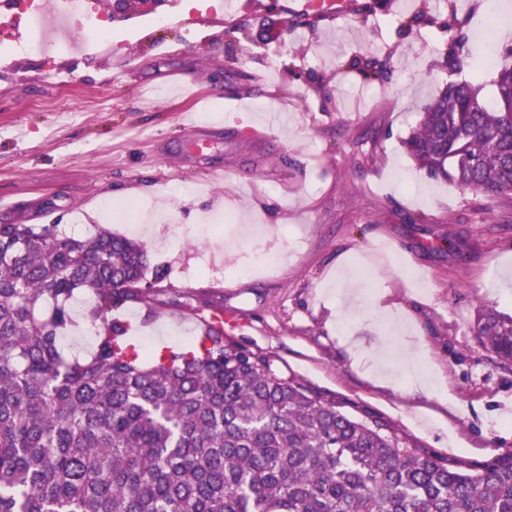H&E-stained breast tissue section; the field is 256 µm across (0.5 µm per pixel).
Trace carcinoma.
Returning a JSON list of instances; mask_svg holds the SVG:
<instances>
[{
  "instance_id": "obj_1",
  "label": "carcinoma",
  "mask_w": 512,
  "mask_h": 512,
  "mask_svg": "<svg viewBox=\"0 0 512 512\" xmlns=\"http://www.w3.org/2000/svg\"><path fill=\"white\" fill-rule=\"evenodd\" d=\"M448 71L463 68L461 39ZM486 102L450 81L402 140L429 178L512 198V48ZM368 82L387 65L353 55ZM146 245L56 224H0V512H512V453L473 462L435 455L384 417L224 339L210 307L159 301L143 285ZM92 295L96 345L66 356L71 300ZM195 316L187 350L149 355L117 313ZM474 335L512 366V316L483 306Z\"/></svg>"
}]
</instances>
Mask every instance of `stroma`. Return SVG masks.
<instances>
[{
	"label": "stroma",
	"instance_id": "35a3bbf8",
	"mask_svg": "<svg viewBox=\"0 0 512 512\" xmlns=\"http://www.w3.org/2000/svg\"><path fill=\"white\" fill-rule=\"evenodd\" d=\"M296 0L272 12L229 0L221 13L171 0L163 16L109 22L111 46L76 36L49 82L37 56L0 61V224H55L77 237L99 230L144 240L155 298L223 305L225 333L271 356L284 373L379 414L436 455L483 461L512 451V366L475 338L476 311L512 315V199L477 198L428 178L402 140L451 78L445 25L465 36L459 78L492 97L487 47L512 45L488 0H388L302 24ZM422 11L436 22L402 33ZM247 24L249 39L225 31ZM491 32L493 45L482 40ZM386 61L371 84L345 61ZM72 84L68 111L55 107ZM220 120L204 159L189 156L181 113ZM111 209H104V202ZM137 202L131 220L112 208ZM232 212L203 240L198 224ZM184 245L167 246L173 229ZM468 242L465 260L446 239ZM364 303L346 312L328 291L339 264ZM397 306L408 334L381 327L365 304ZM140 348L180 349L196 324L179 310L143 321L123 313ZM389 368L414 355L419 374L441 370L434 397L376 387L353 348Z\"/></svg>",
	"mask_w": 512,
	"mask_h": 512
}]
</instances>
